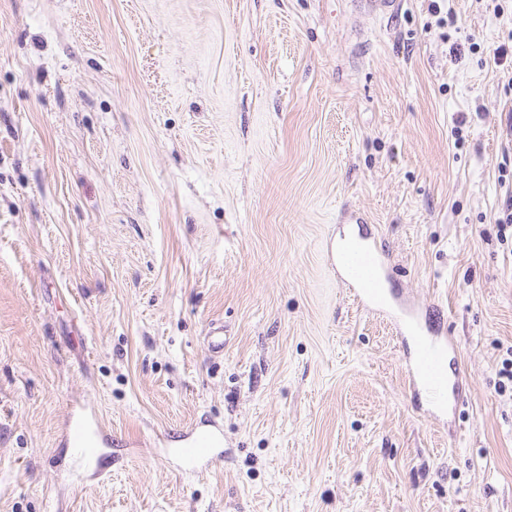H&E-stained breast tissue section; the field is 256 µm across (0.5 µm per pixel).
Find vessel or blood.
I'll return each mask as SVG.
<instances>
[{
	"label": "vessel or blood",
	"mask_w": 512,
	"mask_h": 512,
	"mask_svg": "<svg viewBox=\"0 0 512 512\" xmlns=\"http://www.w3.org/2000/svg\"><path fill=\"white\" fill-rule=\"evenodd\" d=\"M346 226L329 254L336 273L351 284L362 308L389 319L404 348V368L409 388L427 399L428 413L438 421L455 413L468 384L463 370L452 367L457 344L442 331L429 329L421 310L400 292H389L384 254L367 235L356 233L364 218L350 212L343 216ZM107 431L91 422L89 414L70 419L64 431L67 446L81 449L83 457L94 455ZM178 468L195 473L224 458V429L220 423L203 418L186 432L182 445L174 449Z\"/></svg>",
	"instance_id": "obj_1"
}]
</instances>
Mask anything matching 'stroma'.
<instances>
[{"instance_id": "1", "label": "stroma", "mask_w": 512, "mask_h": 512, "mask_svg": "<svg viewBox=\"0 0 512 512\" xmlns=\"http://www.w3.org/2000/svg\"><path fill=\"white\" fill-rule=\"evenodd\" d=\"M427 6L0 0V512H512V0ZM352 211L457 343L448 424L327 262ZM91 415L84 413L76 419L71 418L64 431L65 443L71 448H80L82 460L92 457L96 447L103 444L106 437L111 439V435L107 433L105 427L98 422L95 412H92ZM91 417L95 427L92 425ZM181 441L182 447L168 448L181 471L195 473L224 459V429L215 420L196 421Z\"/></svg>"}]
</instances>
